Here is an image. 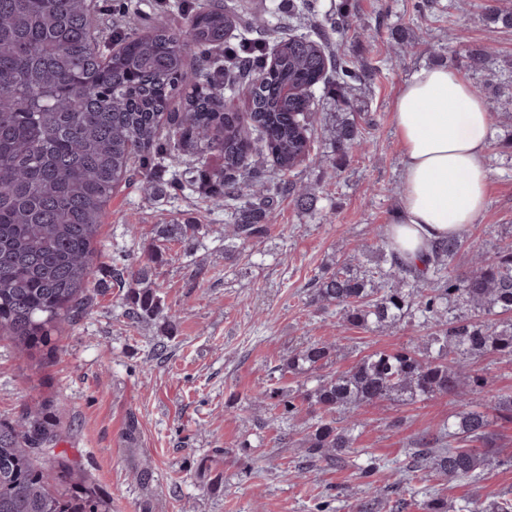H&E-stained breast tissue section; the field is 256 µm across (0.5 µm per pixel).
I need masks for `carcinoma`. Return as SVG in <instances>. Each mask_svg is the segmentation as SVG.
Segmentation results:
<instances>
[{
	"label": "carcinoma",
	"instance_id": "obj_1",
	"mask_svg": "<svg viewBox=\"0 0 512 512\" xmlns=\"http://www.w3.org/2000/svg\"><path fill=\"white\" fill-rule=\"evenodd\" d=\"M94 0H0V339L28 358L50 356L54 335L90 307L95 242L112 194L134 175L150 184L161 166L183 175L184 153L196 160L217 151L221 169L198 179L224 205V254L264 237L274 199L286 192L310 207L315 194L296 180L310 156L311 132L321 124L312 89L323 84L336 104L364 74L344 54L327 50L328 31L352 26L349 0L330 29L311 24L291 34L283 23L280 59L269 68L263 42L227 41L235 20L217 3L189 7L177 25L140 29L126 16L116 31L115 52L101 48V27L89 14ZM490 19L512 28V10L487 8ZM492 47L468 51L472 72L485 71ZM188 89L181 110L170 100ZM245 91L247 109L224 111L221 91ZM167 116L169 138L159 137ZM333 170L366 144L360 124L340 117L323 127ZM272 158L275 170L254 162ZM194 224H165L161 240L195 234ZM464 246L459 237L431 244L420 262L401 259L387 239L377 249L383 263H338L314 279L311 301L334 307L344 326L389 327L406 318L434 321L426 357L402 348L375 351L344 372H324L336 343L314 340L288 354L283 373L311 375L314 385L293 392L274 387L272 405L292 418L314 415L302 438L306 461L333 466L354 453L353 417L385 400L417 402L435 396L461 399L462 410L415 441V469L455 480L475 478L492 466L511 465L491 431L486 406L472 398L486 378L468 363L487 353L512 360V322L499 328L463 313L512 314V248L476 254L471 270L448 268ZM148 266L122 268L133 320L164 311L146 281ZM496 418L512 423V394L494 397ZM351 419L336 425V414ZM58 431L35 403L16 421H0V512H112V504L81 470L55 453ZM478 442L482 449L466 448ZM459 512H512V501H466Z\"/></svg>",
	"mask_w": 512,
	"mask_h": 512
}]
</instances>
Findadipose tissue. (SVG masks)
Here are the masks:
<instances>
[{
    "label": "adipose tissue",
    "mask_w": 512,
    "mask_h": 512,
    "mask_svg": "<svg viewBox=\"0 0 512 512\" xmlns=\"http://www.w3.org/2000/svg\"><path fill=\"white\" fill-rule=\"evenodd\" d=\"M393 123L401 175L386 233L398 255L413 261L431 241L461 235L485 210L490 113L460 72L436 64L402 86Z\"/></svg>",
    "instance_id": "adipose-tissue-1"
}]
</instances>
